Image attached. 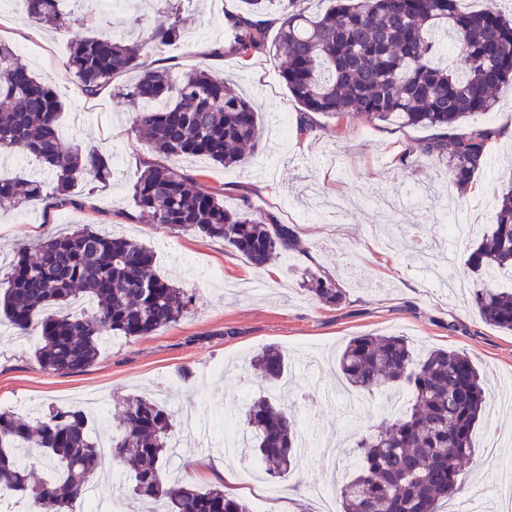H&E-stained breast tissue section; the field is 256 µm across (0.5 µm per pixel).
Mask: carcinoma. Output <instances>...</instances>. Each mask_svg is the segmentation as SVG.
<instances>
[{"mask_svg":"<svg viewBox=\"0 0 512 512\" xmlns=\"http://www.w3.org/2000/svg\"><path fill=\"white\" fill-rule=\"evenodd\" d=\"M23 0L37 26L67 32L73 21H98L97 0ZM240 0L224 25V46L242 63L268 53L281 60L280 74L299 106L297 130L315 127L314 115H362L373 121L433 127L438 137L407 145L397 162L421 155L446 160L453 185L464 195L492 156L500 130L469 123L494 110L495 92L512 81V18L497 8L464 10L460 0ZM280 15L276 32L263 17ZM186 20L166 28L143 26L140 40L99 34L70 42L66 68L93 97L110 81L135 71L118 87L160 157L144 163L133 184L135 210L170 230L221 240L256 268L301 246L294 228L272 216L260 220L224 208V189L209 186L169 164L206 157L226 167L257 150L260 118L234 85L198 67L179 77L150 67L146 53L183 40ZM58 94L28 70L8 44L0 43V153L30 154L44 177L0 174V212L40 202L48 209H79L112 179L111 158L92 147L63 148ZM136 214V215H138ZM136 215L128 213L133 220ZM154 252L124 236L75 227L20 245L4 277L0 313L18 336L36 333L34 359L45 371L74 373L97 358L107 336L151 334L188 313L183 289L152 268ZM467 265L481 275L475 307L488 324L512 332V184L498 199L495 223L470 252ZM304 286L321 304H342L346 292L333 277L306 273ZM277 389L287 369L274 346L251 362ZM338 366L348 385L371 395L387 386L405 391L409 404L390 411L381 427L353 445L354 471L340 484L343 512H439L464 487L466 463L476 448L473 431L487 394L468 356L433 349L417 357L400 335L353 338ZM177 415L157 399H126L109 443H100L89 414L53 406L34 416L0 412V492L25 495L30 512H73L103 471L104 453L126 465L123 479L163 512H246L220 487L199 488L168 478L174 467ZM238 432L241 448L257 453L272 479H287L300 458L294 416L269 395L250 399ZM37 449L52 468L35 479L19 454Z\"/></svg>","mask_w":512,"mask_h":512,"instance_id":"carcinoma-1","label":"carcinoma"}]
</instances>
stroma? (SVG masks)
<instances>
[{
  "label": "stroma",
  "instance_id": "obj_1",
  "mask_svg": "<svg viewBox=\"0 0 512 512\" xmlns=\"http://www.w3.org/2000/svg\"><path fill=\"white\" fill-rule=\"evenodd\" d=\"M239 0H129L111 13V31L124 35L135 18L160 26L181 15L189 34L183 48L152 52L150 63H168L182 72L206 66L224 77L262 111L260 153L248 163L226 168L203 158L181 160L200 181L224 188V205L253 217L275 215L297 225L302 250L257 269L241 255L195 233L176 232L133 211L132 182L153 154L134 130L129 103L105 87L84 96L63 65L72 37L100 33L97 25L73 23L57 33L34 25L14 0H0V39L19 48L37 78L52 83L63 101L60 129L65 144L95 146L112 156V182L66 221L55 210L35 205L0 215V261L14 247L89 224L121 232L150 247L156 271L192 297L177 323L149 335L113 337L102 343L89 367L77 373L39 368L36 340L0 325V410L29 413L35 406L84 407L106 397L108 420L96 423L99 436L115 428L124 398L152 394L187 416L183 453L227 461L235 483L228 493L248 512H275L277 505L317 512L316 489L333 487L349 470L325 454L330 440L354 441L376 428L389 413L385 392L352 397L337 371L340 351L364 334H399L417 353L436 348L464 352L482 372L492 402L474 432L478 450L466 488L448 512L477 501L480 512H501L500 461L512 459V410L499 397L512 396V334L482 321L473 305L476 274L465 263V244L452 243L436 219L443 206L468 212L472 237L492 224L496 199L512 182V142L499 141L472 190L458 196L444 163L423 159L409 167L396 158L410 143L435 136L428 127L372 122L364 116L317 115L307 135L282 132L274 117L296 116L278 63L262 56L241 66L214 52L224 39V12ZM428 191L420 205L406 198L407 186ZM451 265L453 282L437 283L434 268ZM339 276L345 303L322 305L301 286L306 269ZM274 346L288 362L284 381L288 408L309 446L298 468L280 481L277 501L263 498L267 479L250 455L224 449L223 416L240 420L244 404L267 387L250 367L263 347Z\"/></svg>",
  "mask_w": 512,
  "mask_h": 512
}]
</instances>
